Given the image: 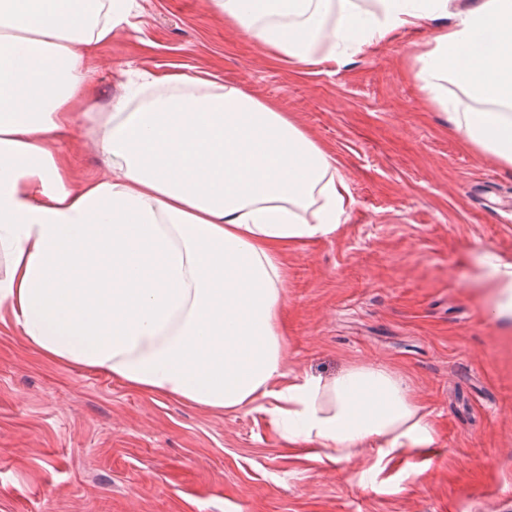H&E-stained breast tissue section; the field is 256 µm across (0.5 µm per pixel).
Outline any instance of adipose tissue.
Returning a JSON list of instances; mask_svg holds the SVG:
<instances>
[{"mask_svg":"<svg viewBox=\"0 0 512 512\" xmlns=\"http://www.w3.org/2000/svg\"><path fill=\"white\" fill-rule=\"evenodd\" d=\"M136 0H0V324L47 360L212 412L270 416L284 448L335 464L432 447L427 413L391 374L286 375L290 248L336 232L354 199L335 158L240 84L166 76L108 111L84 102L98 48ZM268 55L306 67L448 19L419 56L458 135L512 166V0H210ZM483 103L459 112L442 83ZM90 136L105 171L60 144ZM512 321V262L477 257Z\"/></svg>","mask_w":512,"mask_h":512,"instance_id":"obj_1","label":"adipose tissue"}]
</instances>
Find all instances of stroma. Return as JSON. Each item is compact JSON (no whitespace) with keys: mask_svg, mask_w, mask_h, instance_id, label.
Segmentation results:
<instances>
[{"mask_svg":"<svg viewBox=\"0 0 512 512\" xmlns=\"http://www.w3.org/2000/svg\"><path fill=\"white\" fill-rule=\"evenodd\" d=\"M132 21L98 51L95 111L129 80L208 73L274 101L335 158L355 206L288 251L286 369H384L437 441L329 465L283 448L266 414L145 396L0 328V512H512V334L472 283L476 252L512 261V166L462 143L416 79L437 23L306 68L208 0H137Z\"/></svg>","mask_w":512,"mask_h":512,"instance_id":"obj_1","label":"stroma"}]
</instances>
